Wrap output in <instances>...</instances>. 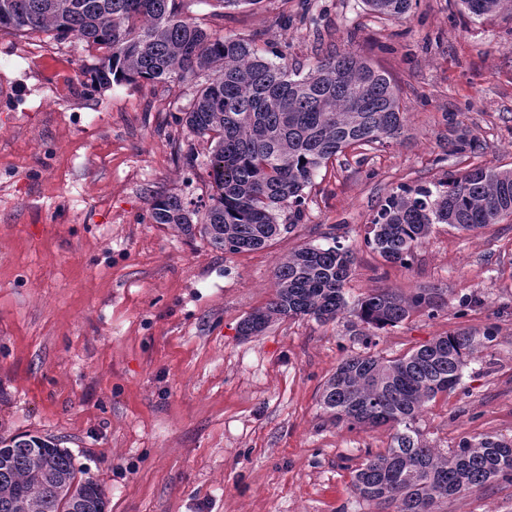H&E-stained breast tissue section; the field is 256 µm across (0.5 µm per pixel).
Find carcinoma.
Listing matches in <instances>:
<instances>
[{"instance_id":"carcinoma-1","label":"carcinoma","mask_w":512,"mask_h":512,"mask_svg":"<svg viewBox=\"0 0 512 512\" xmlns=\"http://www.w3.org/2000/svg\"><path fill=\"white\" fill-rule=\"evenodd\" d=\"M184 0H0V30L71 36L99 52L83 83L92 96L112 84L184 82L201 73L186 109L168 125L209 145L211 193L193 201L167 193L153 198L149 219L205 238L230 254L262 248L303 218L306 189L347 149L398 138L404 108L387 72L352 54H330L303 73L286 54L264 56L252 39L201 27L184 15ZM382 19L399 20L411 0H363ZM468 14H497L505 0H459ZM455 151L473 153L478 139L456 131ZM288 212V223L278 222ZM512 217V170L474 167L435 188L402 186L384 197L365 244L386 262L404 264L435 224L477 231ZM339 241L304 246L275 269L270 302L240 323L245 338L283 318L336 320L348 307L345 284L354 263ZM428 289L404 295L382 290L356 303L371 328L397 325L412 312L434 316ZM495 339L462 332L438 336L392 360L371 354L342 359L325 382L320 404L338 423L390 425L392 443L367 453L352 491L392 512H435L444 499L490 486L512 485V439L464 436L441 452L420 439L416 418L425 404L461 383L469 358ZM105 490L85 476L73 455L40 437L21 435L0 446V512H105Z\"/></svg>"}]
</instances>
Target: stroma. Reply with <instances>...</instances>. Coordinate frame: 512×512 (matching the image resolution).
Here are the masks:
<instances>
[{"mask_svg": "<svg viewBox=\"0 0 512 512\" xmlns=\"http://www.w3.org/2000/svg\"><path fill=\"white\" fill-rule=\"evenodd\" d=\"M212 31L286 47L289 65L329 52L387 71L407 106L399 139L339 155L308 190L292 232L227 254L149 221L154 196L210 192L208 149L172 131L192 82L121 83L83 93L84 44L35 51L42 33L0 31V437L50 436L106 491V512H377L351 481L389 428H348L320 392L349 354L394 358L438 336L493 327V347L462 384L418 415L428 445L512 437V217L475 232L437 224L407 264L364 238L379 202L472 166L512 169V12L487 19L455 0H415L407 19L374 17L363 0H258L213 15ZM453 121H446V113ZM481 143L454 153L451 124ZM196 144L194 170L175 143ZM339 237L355 255L349 300L388 288H432L443 309L417 311L365 338L354 312L322 325L271 323L250 338L240 321L273 296L278 260ZM476 298L467 315L460 298ZM439 512H512V486L467 492Z\"/></svg>", "mask_w": 512, "mask_h": 512, "instance_id": "35a3bbf8", "label": "stroma"}]
</instances>
